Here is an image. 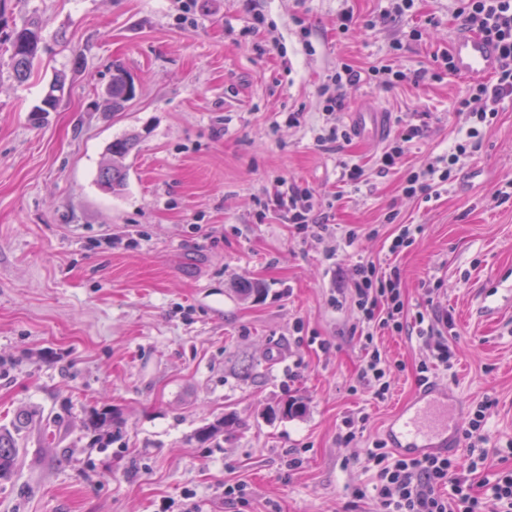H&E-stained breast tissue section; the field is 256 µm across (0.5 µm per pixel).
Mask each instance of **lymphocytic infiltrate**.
Listing matches in <instances>:
<instances>
[{
    "mask_svg": "<svg viewBox=\"0 0 512 512\" xmlns=\"http://www.w3.org/2000/svg\"><path fill=\"white\" fill-rule=\"evenodd\" d=\"M456 16L464 28L480 32L498 47L501 63L493 79L473 85L469 99L459 105L458 111L467 125L465 140L406 177L402 191L411 197L431 198L447 184L460 169L461 159L479 148L483 131L492 125L499 104L512 97V0H458ZM435 63L434 69L419 71L410 78L386 66L364 74L351 65H341L331 79L334 92L326 109L331 114L341 112L345 87L363 81L389 85L409 78L417 84L440 79L450 72L447 53L437 55ZM275 202L287 211L289 223L301 229L314 228L319 234L326 231V224L316 217L311 192L299 191L290 184L278 191ZM352 283L366 342H373L377 333L385 330H404L407 309L399 288L398 268L381 272L375 264L360 261L353 266ZM369 463L375 470L380 512H512L511 470L478 482L472 475L458 472L448 456L427 454L395 459L383 449L371 452ZM478 483L482 484L483 493H475Z\"/></svg>",
    "mask_w": 512,
    "mask_h": 512,
    "instance_id": "obj_1",
    "label": "lymphocytic infiltrate"
}]
</instances>
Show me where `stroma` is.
Listing matches in <instances>:
<instances>
[{"mask_svg":"<svg viewBox=\"0 0 512 512\" xmlns=\"http://www.w3.org/2000/svg\"><path fill=\"white\" fill-rule=\"evenodd\" d=\"M388 7L8 0V27L38 18L43 40L23 82L0 54V426L33 416L0 480V512H373L367 457L426 352L419 338L379 334L385 375L358 381L356 260L398 267L409 323L451 314L450 358L428 376L461 408L492 399L480 472L512 469V200L498 198L512 176V98L428 200L402 184L464 139L468 81L347 88L345 109L384 112V139L400 117L426 128L389 173L373 165L380 144L317 143L333 124L324 91L337 67L429 70L460 29L456 0H414L403 17ZM347 8L380 26L339 30ZM118 65L135 95L112 114L103 92ZM57 73L65 99L34 123ZM130 132L140 139L124 160L126 184L107 193L101 161ZM344 161L365 169L345 194ZM282 180L314 193L330 236L316 241L287 223L272 202ZM403 224L422 232L390 256ZM248 281L263 295L243 299ZM285 396L302 398L305 415L268 419ZM103 409L123 419L106 448L86 426ZM227 412L237 427L199 443L196 431ZM358 415L363 432L344 441Z\"/></svg>","mask_w":512,"mask_h":512,"instance_id":"obj_1","label":"stroma"}]
</instances>
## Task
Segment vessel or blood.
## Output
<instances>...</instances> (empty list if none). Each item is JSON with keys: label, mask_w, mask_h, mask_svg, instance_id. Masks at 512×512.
<instances>
[{"label": "vessel or blood", "mask_w": 512, "mask_h": 512, "mask_svg": "<svg viewBox=\"0 0 512 512\" xmlns=\"http://www.w3.org/2000/svg\"><path fill=\"white\" fill-rule=\"evenodd\" d=\"M448 55L457 76L472 82H482L499 67V52L481 35L463 31L456 33ZM349 124L358 135L379 138L385 122L383 112L359 107L347 115ZM452 397L435 383L426 382L414 390L411 398L395 415L387 440L395 454L416 457L428 453H447L457 447V425L447 421Z\"/></svg>", "instance_id": "obj_1"}]
</instances>
